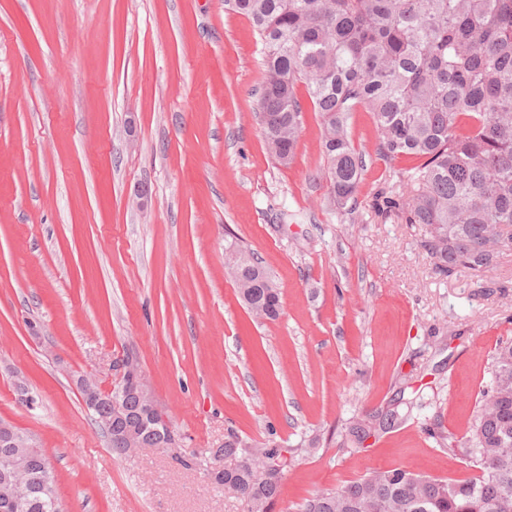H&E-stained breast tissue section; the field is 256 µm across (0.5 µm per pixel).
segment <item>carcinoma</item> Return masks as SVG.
<instances>
[{
	"mask_svg": "<svg viewBox=\"0 0 512 512\" xmlns=\"http://www.w3.org/2000/svg\"><path fill=\"white\" fill-rule=\"evenodd\" d=\"M249 19L265 49L258 100L267 149L281 165L294 158L306 88L322 125L333 207L350 214L365 155L352 144L351 112H369L378 131L376 152L387 161L422 160L404 199L388 197L408 224H421L422 246L443 275L494 267L512 244V0H225ZM230 270L241 301L257 319H276L280 291L255 253L237 247ZM122 418L112 422V453L131 441L152 448L163 440L132 374L122 378ZM405 387L394 407L355 420L348 441L360 448L406 424L413 402ZM448 454L479 469L442 479L403 467L374 469L341 487L318 490L299 512H512V341L493 356V381L465 445L435 432ZM228 460L210 469L207 457L180 459L207 471L219 489L246 501L248 512H273L288 459L282 450L234 436L213 451ZM39 448L0 447V473L21 468L39 488L53 477ZM55 481L38 502L20 497L16 512H53Z\"/></svg>",
	"mask_w": 512,
	"mask_h": 512,
	"instance_id": "obj_1",
	"label": "carcinoma"
}]
</instances>
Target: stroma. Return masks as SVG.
<instances>
[{
    "mask_svg": "<svg viewBox=\"0 0 512 512\" xmlns=\"http://www.w3.org/2000/svg\"><path fill=\"white\" fill-rule=\"evenodd\" d=\"M262 59L224 0H0V420L68 512H246L180 463L232 432L288 458L276 512L376 468L477 473L428 427L466 436L512 341V248L436 272L424 226L376 205L417 161L381 160L362 109L356 209L332 210L316 113L290 165L266 151ZM237 245L279 285L277 320L241 302ZM129 352L175 445L116 457L76 381L112 389ZM402 383L411 420L352 447L349 423Z\"/></svg>",
    "mask_w": 512,
    "mask_h": 512,
    "instance_id": "35a3bbf8",
    "label": "stroma"
}]
</instances>
